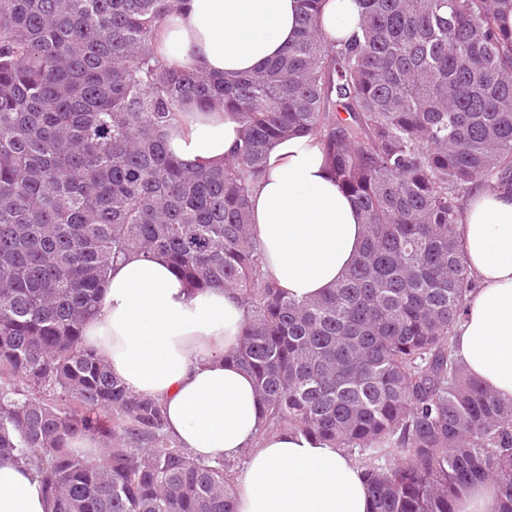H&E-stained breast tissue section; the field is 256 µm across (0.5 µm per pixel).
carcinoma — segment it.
Masks as SVG:
<instances>
[{"label":"carcinoma","mask_w":512,"mask_h":512,"mask_svg":"<svg viewBox=\"0 0 512 512\" xmlns=\"http://www.w3.org/2000/svg\"><path fill=\"white\" fill-rule=\"evenodd\" d=\"M185 2L0 0V456L51 512H235L230 465L170 441L160 402L83 343L112 263L141 253L194 291H239L231 357L263 429L365 455L373 512H455L480 480L512 512V402L453 357L474 287L455 227L474 185L512 187V0H357L340 41L322 0H298L296 39L233 77L153 54ZM216 106L240 116L233 155H172L182 113ZM303 135L365 237L334 287L296 300L265 276L249 209L270 145ZM361 20L356 0H324L321 5L319 25L322 33L339 41L358 29Z\"/></svg>","instance_id":"obj_1"}]
</instances>
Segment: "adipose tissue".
<instances>
[{
	"label": "adipose tissue",
	"mask_w": 512,
	"mask_h": 512,
	"mask_svg": "<svg viewBox=\"0 0 512 512\" xmlns=\"http://www.w3.org/2000/svg\"><path fill=\"white\" fill-rule=\"evenodd\" d=\"M298 0H187L162 23L154 54L218 75L253 71L296 34ZM357 0H323L322 33L357 30ZM237 114L187 112L168 147L195 164L224 161L240 139ZM252 234L265 274L290 297L321 295L357 256L364 219L313 138L269 150L250 196ZM477 282L453 354L500 399L512 401V191L474 192L456 228ZM244 310L236 290H191L161 257L132 253L112 265L84 339L133 393L160 401L168 434L204 461L244 458L236 512H373L364 471L344 449L283 429L262 435L253 378L230 357ZM0 512H50L40 479L0 457Z\"/></svg>",
	"instance_id": "obj_1"
}]
</instances>
